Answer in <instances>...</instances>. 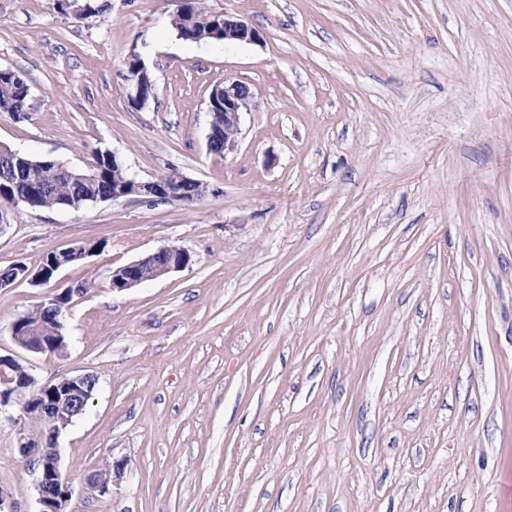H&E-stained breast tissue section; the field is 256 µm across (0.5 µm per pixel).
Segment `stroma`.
Returning <instances> with one entry per match:
<instances>
[{"label": "stroma", "instance_id": "35a3bbf8", "mask_svg": "<svg viewBox=\"0 0 512 512\" xmlns=\"http://www.w3.org/2000/svg\"><path fill=\"white\" fill-rule=\"evenodd\" d=\"M84 2L0 0V67L31 87L0 144L216 192L21 205L0 229L2 268L105 243L0 288L1 355L99 378L58 439L67 512H512V0H198L263 36L228 47L178 39L181 0ZM227 78L253 100L222 157L207 103ZM162 246L189 264L112 289ZM72 284L67 355L17 346L11 323ZM20 416L0 417V485L38 512ZM146 67L145 76H141L143 85V99L145 101H150L152 98L154 99V78L151 69L147 66V64L140 58L138 55H132L127 61V69L129 74L138 75L143 68ZM154 94V97H153ZM147 102L137 103L138 106H145Z\"/></svg>", "mask_w": 512, "mask_h": 512}]
</instances>
